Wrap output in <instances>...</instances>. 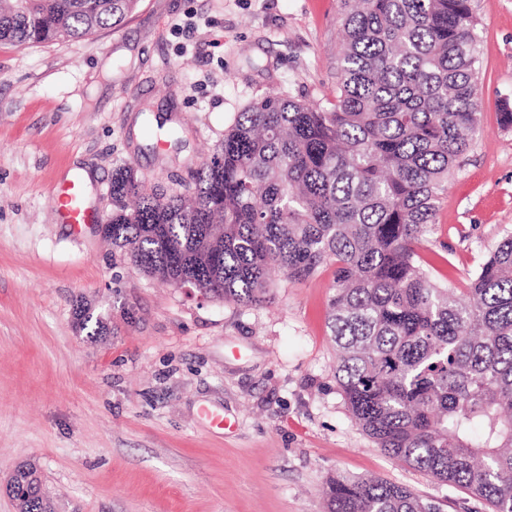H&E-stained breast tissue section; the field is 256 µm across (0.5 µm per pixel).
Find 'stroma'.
<instances>
[{
	"mask_svg": "<svg viewBox=\"0 0 512 512\" xmlns=\"http://www.w3.org/2000/svg\"><path fill=\"white\" fill-rule=\"evenodd\" d=\"M481 123L423 255L464 294L512 234V0H474ZM340 0H140L120 29L0 44V512L34 464L56 512H326L330 476L377 477L441 512L486 503L387 456L352 419L327 325L334 277L271 275L247 309L171 287L73 229L56 192L97 215L112 173L175 186L250 101L336 86ZM86 299L107 329L74 318ZM61 214L66 224H86L88 214L85 207L84 192L81 182L71 180L59 193Z\"/></svg>",
	"mask_w": 512,
	"mask_h": 512,
	"instance_id": "1",
	"label": "stroma"
}]
</instances>
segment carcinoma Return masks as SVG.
<instances>
[{
	"label": "carcinoma",
	"instance_id": "carcinoma-1",
	"mask_svg": "<svg viewBox=\"0 0 512 512\" xmlns=\"http://www.w3.org/2000/svg\"><path fill=\"white\" fill-rule=\"evenodd\" d=\"M139 0H0V42L117 29ZM333 98L252 100L183 192L112 175L107 240L164 283L260 307L269 271L335 266L336 382L391 457L512 512V235L461 302L419 249L481 122L472 0H343ZM89 336L99 316L77 306ZM19 512H51L31 467ZM327 512H439L406 487L338 473Z\"/></svg>",
	"mask_w": 512,
	"mask_h": 512
}]
</instances>
